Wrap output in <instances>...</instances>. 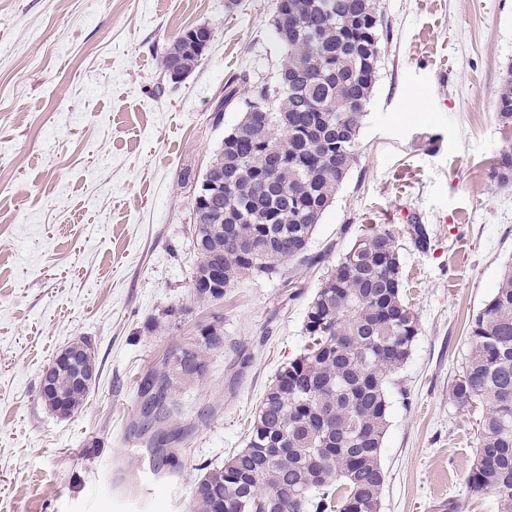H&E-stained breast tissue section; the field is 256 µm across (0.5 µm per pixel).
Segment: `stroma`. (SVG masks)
<instances>
[{"label":"stroma","mask_w":512,"mask_h":512,"mask_svg":"<svg viewBox=\"0 0 512 512\" xmlns=\"http://www.w3.org/2000/svg\"><path fill=\"white\" fill-rule=\"evenodd\" d=\"M274 0H0V512H190L202 468L244 448L256 409L305 345L309 299L369 227L393 230L419 319L389 387L380 512H497L473 493L477 412L450 387L469 321L512 262V191L490 170L512 145L493 92L512 67V0H380L384 48L359 160L305 258L196 299V183L240 105L212 109L235 74L274 82ZM213 39L179 83L164 47ZM429 225L430 251L408 224ZM171 306L186 313L147 331ZM224 349L175 396L184 437L143 479L137 389L163 355L212 322ZM88 341L98 380L58 417L41 374Z\"/></svg>","instance_id":"1"}]
</instances>
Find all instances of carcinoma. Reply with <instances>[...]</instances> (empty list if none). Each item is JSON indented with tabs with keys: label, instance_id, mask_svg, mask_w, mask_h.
<instances>
[{
	"label": "carcinoma",
	"instance_id": "1",
	"mask_svg": "<svg viewBox=\"0 0 512 512\" xmlns=\"http://www.w3.org/2000/svg\"><path fill=\"white\" fill-rule=\"evenodd\" d=\"M377 0H275L274 31L284 49L276 88L224 136L201 177L223 184L198 208L195 240L218 252L222 280L203 285L210 255L195 254L191 282L199 298L221 300L246 277L273 275L305 257L316 225L358 161V142L377 79L382 15ZM186 30L162 55L176 83L203 52ZM246 75L224 84V105L255 95ZM498 118L512 126V69L494 90ZM512 190V148L490 171ZM414 249H431L425 224L408 225ZM394 232L365 230L310 299L307 344L285 363L253 418L244 448L207 469L192 491V512H379L386 474L381 448L389 425L388 386L406 364L419 321L404 299ZM470 349L452 385L462 409H484L470 489L512 512V263L469 322ZM224 349V330L209 324L167 354L140 381L141 433L150 434L153 469L168 459L181 429L167 425L173 396L206 374L207 355ZM75 368L57 364L55 391L69 413L89 391L71 384Z\"/></svg>",
	"mask_w": 512,
	"mask_h": 512
}]
</instances>
